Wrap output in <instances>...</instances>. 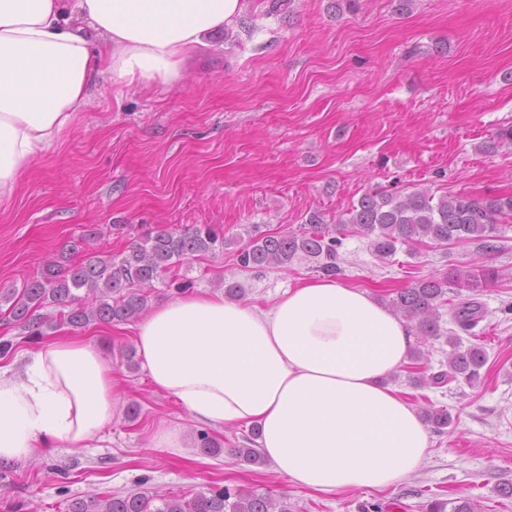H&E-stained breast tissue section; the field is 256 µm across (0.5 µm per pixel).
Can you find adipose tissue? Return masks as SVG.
Wrapping results in <instances>:
<instances>
[{"label":"adipose tissue","instance_id":"adipose-tissue-1","mask_svg":"<svg viewBox=\"0 0 512 512\" xmlns=\"http://www.w3.org/2000/svg\"><path fill=\"white\" fill-rule=\"evenodd\" d=\"M243 9V0H0V201L78 124L95 78L175 83L186 55ZM413 342L374 296L330 279L267 308L220 292L180 296L135 328L155 390L196 425L259 426L272 468L322 492L385 489L423 464L428 432L383 383ZM120 399L102 352L80 338L0 367V463L84 446Z\"/></svg>","mask_w":512,"mask_h":512}]
</instances>
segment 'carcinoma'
Masks as SVG:
<instances>
[{
    "label": "carcinoma",
    "mask_w": 512,
    "mask_h": 512,
    "mask_svg": "<svg viewBox=\"0 0 512 512\" xmlns=\"http://www.w3.org/2000/svg\"><path fill=\"white\" fill-rule=\"evenodd\" d=\"M512 222V193L493 194L480 199L465 196H436L428 191L409 193L375 189L364 193L356 204L336 216L330 224L325 215L314 211L297 230L274 235L251 234L236 254L237 265L256 274L271 267H285L296 259L313 264L315 272L336 278L340 266L342 240L339 225L349 224L368 239L369 247L380 257L397 251L399 244H444L479 240L485 253L498 251L502 228ZM224 250V240L210 227L193 225L181 232H148L119 255L89 252L78 262L61 271L58 265L26 282L11 297L9 316L31 338L45 335V330L59 325L72 329L93 321L125 323L138 318L147 308L144 289L163 273L172 272L190 257ZM499 270L488 263L468 270L455 269L450 275L422 279L399 289L389 299L388 307L406 321L425 344L446 338L450 346L448 370L414 377L418 386L463 380L470 384L480 379V370L488 356L479 345L464 346L455 329H442V313L448 288L476 293L495 284ZM451 323L470 331L479 322V304L468 299L452 306ZM424 420L442 431L451 422L445 409H427ZM257 429L232 449L239 460L260 464L263 457L256 448ZM197 447L206 454L220 452V443L206 430L196 433ZM427 512H478L470 498L433 500ZM69 512H286L267 493L255 490L209 488L192 498L152 497L131 493L108 498L89 497L71 501Z\"/></svg>",
    "instance_id": "carcinoma-1"
}]
</instances>
